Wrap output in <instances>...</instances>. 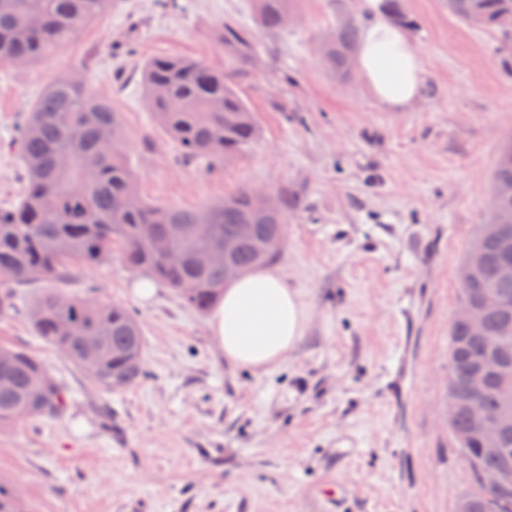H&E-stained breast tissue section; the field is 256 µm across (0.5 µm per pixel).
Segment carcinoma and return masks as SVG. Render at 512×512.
<instances>
[{
    "instance_id": "1",
    "label": "carcinoma",
    "mask_w": 512,
    "mask_h": 512,
    "mask_svg": "<svg viewBox=\"0 0 512 512\" xmlns=\"http://www.w3.org/2000/svg\"><path fill=\"white\" fill-rule=\"evenodd\" d=\"M111 0H0V64L23 60L40 64L103 13ZM295 0H255L257 24L269 33L285 27ZM392 20L416 27L403 0H387ZM512 0H448V13L465 24L475 16L482 27L504 39L503 52L512 54V29L496 25ZM224 58L232 69L218 70L190 58H154L143 66L142 87L157 125L178 145L183 159L211 165L246 153L259 139L260 127L241 96L235 78L251 64L248 31L222 24L218 32ZM359 42V27L351 19L336 22L319 56L327 74L347 79ZM121 113L86 89L75 75L49 79L32 105L24 125L11 140L26 175V191L14 205L0 209V315L23 313L36 335L63 358L83 367L90 343L98 350V365L88 376L108 392L125 390L145 377V339L133 312L121 303L67 296L51 290L33 304L17 306L15 286L34 278L61 279L70 262L95 265L121 251L126 265L179 292L191 309L205 313L224 292V266L198 267L190 255L203 247L233 245L231 261L246 273L275 260L279 253L259 255L256 237L284 239L288 211L301 202L284 185L275 191L278 209L260 211L252 187L202 209H187L147 200L125 151ZM502 193L500 207L489 211L470 245L484 248L486 264L477 275L459 279V301L490 293L501 306L489 312L485 333L469 335L451 323L448 360V402L455 406L448 429L472 475L495 470L502 457L482 451L471 424L469 367L498 356L512 371V278L496 271L504 258L502 240H512V163L496 157L491 194ZM160 240L185 255L175 261L157 248ZM485 412L512 414V386L490 377L480 396ZM66 406L62 386L37 355L0 345V426L25 420L60 417ZM468 497L485 512H512V496L498 501L485 497L481 485ZM0 512H25L20 497L0 484Z\"/></svg>"
}]
</instances>
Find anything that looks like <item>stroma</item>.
<instances>
[{
	"label": "stroma",
	"mask_w": 512,
	"mask_h": 512,
	"mask_svg": "<svg viewBox=\"0 0 512 512\" xmlns=\"http://www.w3.org/2000/svg\"><path fill=\"white\" fill-rule=\"evenodd\" d=\"M179 2L112 0L46 65L0 64V206L24 191L16 126L52 76L82 74L120 112L150 201L201 208L243 185L299 194L274 266L305 308L303 336L279 365L240 368L174 289L138 297L142 276L120 253L76 267L66 294L137 312L146 376L100 390L25 317L0 316V344L39 356L69 399L61 418L0 426V483L32 512H455L473 484L443 415L450 325L512 134V55L445 0H404L424 87L388 112L319 64L320 39L361 21L360 0H297L277 34L257 26L253 0ZM227 22L254 39L238 87L261 137L221 166L186 163L144 100L142 67L179 56L224 68L215 32Z\"/></svg>",
	"instance_id": "1"
}]
</instances>
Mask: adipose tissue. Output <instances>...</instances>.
I'll return each mask as SVG.
<instances>
[{"label": "adipose tissue", "instance_id": "ef3b65f1", "mask_svg": "<svg viewBox=\"0 0 512 512\" xmlns=\"http://www.w3.org/2000/svg\"><path fill=\"white\" fill-rule=\"evenodd\" d=\"M361 8L359 76L386 111H407L423 82L422 56L408 32L390 21L382 0H362ZM305 321V309L285 278L261 269L226 285L210 333L228 363L261 372L287 358Z\"/></svg>", "mask_w": 512, "mask_h": 512}]
</instances>
